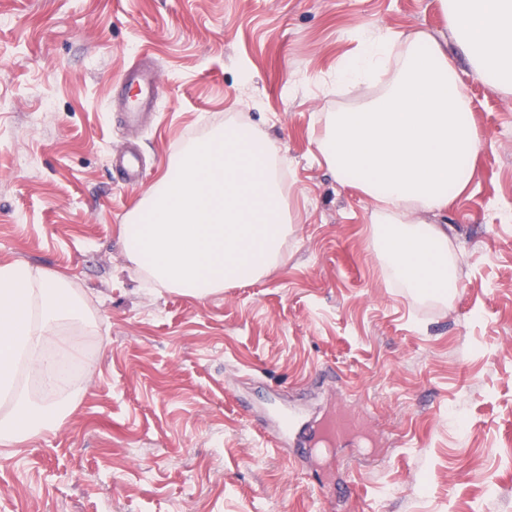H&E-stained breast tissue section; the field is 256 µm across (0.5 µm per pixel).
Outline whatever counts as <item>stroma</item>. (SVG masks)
Returning a JSON list of instances; mask_svg holds the SVG:
<instances>
[{
	"mask_svg": "<svg viewBox=\"0 0 512 512\" xmlns=\"http://www.w3.org/2000/svg\"><path fill=\"white\" fill-rule=\"evenodd\" d=\"M448 45L482 146L448 227L458 290L420 298L372 244L371 199L316 144L366 29ZM149 56L162 95L115 103ZM235 122L288 159V235L254 283L148 291L121 226L190 141ZM146 163L122 186L108 161ZM67 278L95 314L57 431L0 447V512H512V88H491L441 0H0V264ZM287 453L268 451L277 413ZM344 410L355 432L319 450Z\"/></svg>",
	"mask_w": 512,
	"mask_h": 512,
	"instance_id": "1",
	"label": "stroma"
}]
</instances>
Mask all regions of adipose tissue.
<instances>
[{
  "label": "adipose tissue",
  "instance_id": "1",
  "mask_svg": "<svg viewBox=\"0 0 512 512\" xmlns=\"http://www.w3.org/2000/svg\"><path fill=\"white\" fill-rule=\"evenodd\" d=\"M460 48L486 82L512 85V0H442ZM397 36L366 33L362 51L336 71L354 88L389 62ZM481 140L459 76L434 39L407 36L386 90L356 112L329 114L317 148L342 183L376 204L374 244L393 277L416 294L445 296L458 285L443 225L409 224L407 212L436 213L469 189Z\"/></svg>",
  "mask_w": 512,
  "mask_h": 512
}]
</instances>
